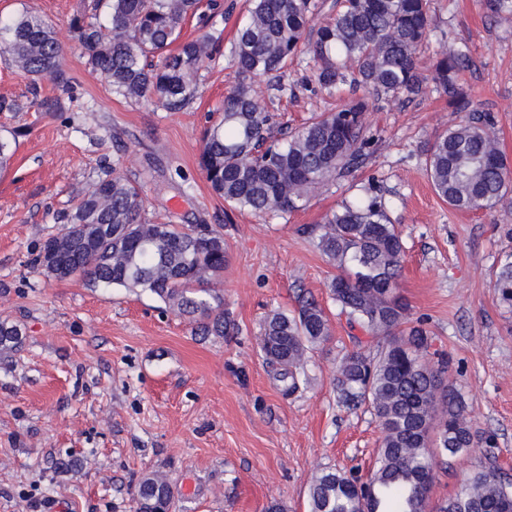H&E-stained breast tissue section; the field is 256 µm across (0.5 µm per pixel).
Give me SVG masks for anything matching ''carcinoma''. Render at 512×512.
Wrapping results in <instances>:
<instances>
[{"mask_svg":"<svg viewBox=\"0 0 512 512\" xmlns=\"http://www.w3.org/2000/svg\"><path fill=\"white\" fill-rule=\"evenodd\" d=\"M336 15L312 28V0H249L232 48L236 84L224 109L202 133L200 167L212 191L232 211L276 215L308 202L330 182L350 175L369 149L365 114L371 97L410 99L421 91L417 54L433 29L430 0H339ZM201 0H94L104 21L71 20L86 65L102 75L113 92L130 101L150 102L167 112L190 107L203 67L220 52L210 27L223 16L217 0L201 13ZM199 15L206 31L180 41L181 23ZM176 49H171L172 45ZM314 62V78L332 91L347 74L365 95L320 113L297 130L279 129L254 83L276 81L301 49ZM0 53L31 78L60 87L70 80L51 24L26 8L0 19ZM466 55L459 50L431 64L432 80L448 105L468 116L437 137L425 158L435 194L458 211H480L512 191V168L495 134L489 112L473 108L458 83ZM363 198L342 202L323 223L304 228L336 266L331 298L353 328L384 343L375 355L355 351L339 362L333 378L338 402L348 409L368 405L382 439L365 481L323 470L309 487L310 512H512V478L491 460L474 471L458 492L429 510L432 478L440 456L471 447L475 434L462 396L448 384V361L429 358L432 337L412 322L410 306L396 294L403 240L381 199L366 188ZM143 190L109 163L74 208L57 216L59 231L42 244L31 264L58 281L83 280L92 288H125L149 293L166 308L196 324L201 336H222L232 320L224 295L210 287L227 262L224 234L208 224L184 227L147 216ZM105 224L112 237L92 238L88 226ZM84 235L87 248L67 255L64 266L49 261L60 238ZM502 302L512 304V253L495 273ZM331 334L324 308L302 297L292 313L269 315L260 339L265 359L278 367L286 394L305 376L307 354ZM19 325L0 321V355L23 344ZM136 512H164L174 492L158 473L135 486Z\"/></svg>","mask_w":512,"mask_h":512,"instance_id":"cac0c4a2","label":"carcinoma"}]
</instances>
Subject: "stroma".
Wrapping results in <instances>:
<instances>
[{"label": "stroma", "instance_id": "stroma-1", "mask_svg": "<svg viewBox=\"0 0 512 512\" xmlns=\"http://www.w3.org/2000/svg\"><path fill=\"white\" fill-rule=\"evenodd\" d=\"M224 53L202 70L190 108L167 112L116 95L88 68L70 21L90 14V0H0V16L31 8L54 26L70 91L48 79L40 111L30 79L0 55V138L15 145L0 175V321L21 326L24 343L0 357V512H133L134 487L147 472L166 475L174 512H310L308 488L322 470L367 474L381 443L369 407L349 410L332 380L348 352L369 353L377 340L353 341L347 318L330 299L335 268L302 234L360 187L372 185L402 234L398 292L413 318L425 319L434 350L452 360L449 383L461 394L478 439L437 470L433 503L454 495L466 476L496 457L512 477V308L494 288L512 241V194L495 207L459 212L434 192L427 150L461 115L431 80L432 61L459 49L471 64L460 75L479 110L493 113L512 162V21L489 0H431L434 31L418 67L423 91L410 102H373L365 116L369 155L348 178L329 183L309 203L277 216H225L198 164L208 113L235 82L230 50L245 0H221ZM255 89L279 123L297 127L315 112L354 96L321 92L308 57L279 84ZM108 157L150 203V218L209 224L224 234V310L236 330L197 335L192 323L146 293L90 288L31 269L32 253L56 233L54 217L71 207ZM325 308L327 342L307 362V382L284 395L262 356L265 318L291 312L300 295ZM494 435L488 447L484 435Z\"/></svg>", "mask_w": 512, "mask_h": 512}]
</instances>
